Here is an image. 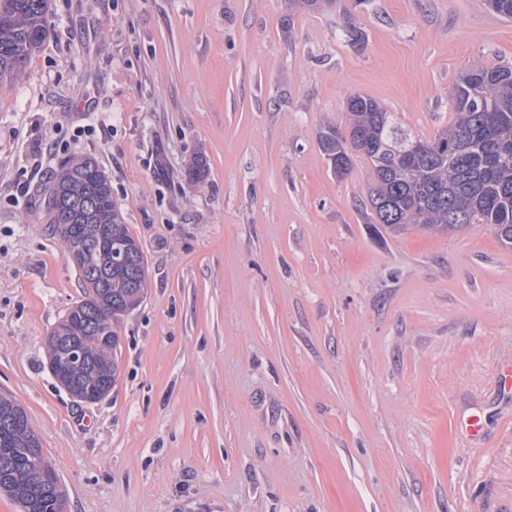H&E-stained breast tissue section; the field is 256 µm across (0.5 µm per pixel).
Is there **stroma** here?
<instances>
[{
	"label": "stroma",
	"instance_id": "obj_1",
	"mask_svg": "<svg viewBox=\"0 0 512 512\" xmlns=\"http://www.w3.org/2000/svg\"><path fill=\"white\" fill-rule=\"evenodd\" d=\"M48 25L0 83V393L66 512H512V249L485 224L387 235L369 162L339 179L318 147L352 94L433 137L463 69L512 68V21L485 0H50ZM80 157L148 269L96 403L46 348L83 296L47 211ZM458 427L462 435L471 443L478 442L484 434V420L480 412L463 415L458 420Z\"/></svg>",
	"mask_w": 512,
	"mask_h": 512
}]
</instances>
